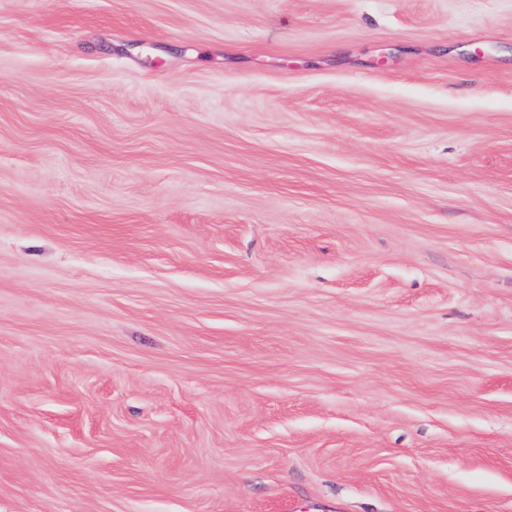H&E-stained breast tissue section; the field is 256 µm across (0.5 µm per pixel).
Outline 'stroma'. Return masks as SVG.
Returning <instances> with one entry per match:
<instances>
[{"mask_svg":"<svg viewBox=\"0 0 512 512\" xmlns=\"http://www.w3.org/2000/svg\"><path fill=\"white\" fill-rule=\"evenodd\" d=\"M0 512H512V0H0Z\"/></svg>","mask_w":512,"mask_h":512,"instance_id":"obj_1","label":"stroma"}]
</instances>
